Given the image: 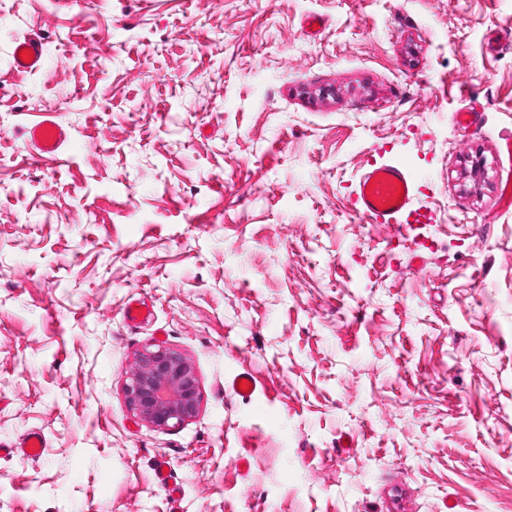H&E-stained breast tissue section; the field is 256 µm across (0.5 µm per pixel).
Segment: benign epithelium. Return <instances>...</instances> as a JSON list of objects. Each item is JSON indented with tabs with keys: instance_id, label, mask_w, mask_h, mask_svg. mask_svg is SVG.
Instances as JSON below:
<instances>
[{
	"instance_id": "benign-epithelium-1",
	"label": "benign epithelium",
	"mask_w": 512,
	"mask_h": 512,
	"mask_svg": "<svg viewBox=\"0 0 512 512\" xmlns=\"http://www.w3.org/2000/svg\"><path fill=\"white\" fill-rule=\"evenodd\" d=\"M123 395L129 410L157 429H168L196 416L201 403L199 381L191 363L164 345L138 354L126 374Z\"/></svg>"
}]
</instances>
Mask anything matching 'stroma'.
<instances>
[{
    "instance_id": "stroma-1",
    "label": "stroma",
    "mask_w": 512,
    "mask_h": 512,
    "mask_svg": "<svg viewBox=\"0 0 512 512\" xmlns=\"http://www.w3.org/2000/svg\"><path fill=\"white\" fill-rule=\"evenodd\" d=\"M509 141L512 0H0V446L46 439L0 512H512ZM388 160L401 232L353 211ZM151 344L199 381L167 430L122 393ZM23 50L32 52L31 61H25V58H22ZM44 62V42L40 35L30 34L18 41L13 52L12 65L14 69L21 72H31L42 67ZM39 117L41 119L33 121L27 128L31 147L39 159H58L59 149L67 141L68 133L54 120L55 115L42 113ZM421 177V173L397 162L370 164L356 182V215L365 224H400L404 217L411 216V207ZM381 186L389 189L387 195L380 194Z\"/></svg>"
}]
</instances>
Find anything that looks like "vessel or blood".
Here are the masks:
<instances>
[{
  "label": "vessel or blood",
  "mask_w": 512,
  "mask_h": 512,
  "mask_svg": "<svg viewBox=\"0 0 512 512\" xmlns=\"http://www.w3.org/2000/svg\"><path fill=\"white\" fill-rule=\"evenodd\" d=\"M31 51V59H24L23 51ZM45 62L44 42L40 35L31 34L18 41L13 52L12 65L21 72L39 69ZM35 155L42 160H54L67 141L66 129L53 114H42L27 128ZM420 173L404 165L385 161L366 167L360 174L354 192V210L367 224H398L410 216Z\"/></svg>",
  "instance_id": "b4317fda"
}]
</instances>
